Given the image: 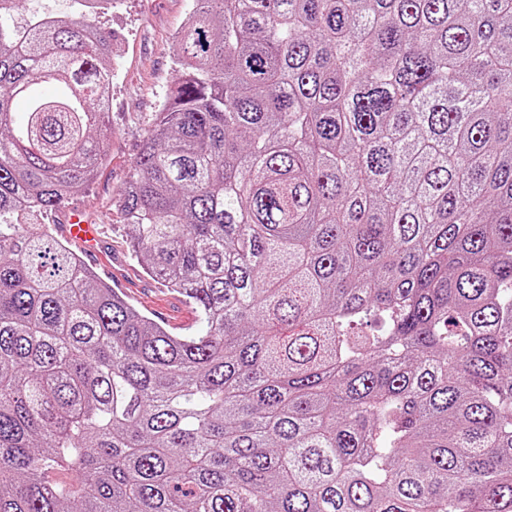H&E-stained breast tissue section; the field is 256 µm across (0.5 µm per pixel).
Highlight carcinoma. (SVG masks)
<instances>
[{"label": "carcinoma", "instance_id": "carcinoma-1", "mask_svg": "<svg viewBox=\"0 0 512 512\" xmlns=\"http://www.w3.org/2000/svg\"><path fill=\"white\" fill-rule=\"evenodd\" d=\"M176 65L115 203L184 336L38 222L112 34L0 24V512H512V0H193Z\"/></svg>", "mask_w": 512, "mask_h": 512}]
</instances>
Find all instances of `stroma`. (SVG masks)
Masks as SVG:
<instances>
[{"mask_svg": "<svg viewBox=\"0 0 512 512\" xmlns=\"http://www.w3.org/2000/svg\"><path fill=\"white\" fill-rule=\"evenodd\" d=\"M191 7L192 0H112L98 15L99 25L115 42L110 156L95 180L66 199L67 205L81 206L91 223L103 227L100 263L111 281L122 284L124 295L142 314L178 335L192 331L195 312L181 296L143 272L112 198L127 181L148 123L176 79L175 36Z\"/></svg>", "mask_w": 512, "mask_h": 512, "instance_id": "stroma-1", "label": "stroma"}]
</instances>
